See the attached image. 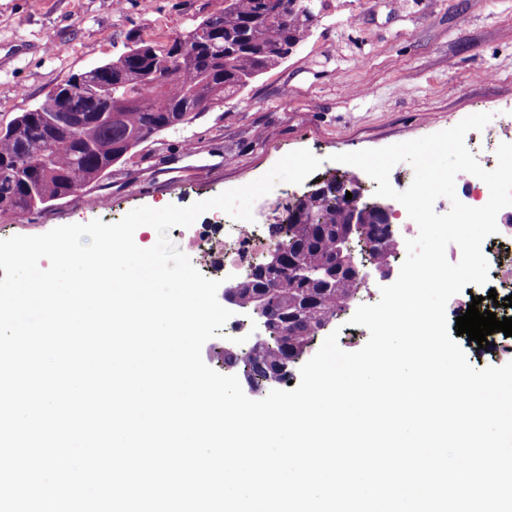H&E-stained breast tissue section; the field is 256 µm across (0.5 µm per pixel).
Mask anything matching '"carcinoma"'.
Masks as SVG:
<instances>
[{"mask_svg": "<svg viewBox=\"0 0 512 512\" xmlns=\"http://www.w3.org/2000/svg\"><path fill=\"white\" fill-rule=\"evenodd\" d=\"M279 0H224V9L203 18L162 56L160 44L135 39L134 46L112 62V75L102 71L92 80L112 94V123L90 120L80 131L49 124L72 80L50 91L38 106L0 130V212L25 213L77 190L97 185L112 168L154 135L190 123L192 94L201 88L215 98L236 94L253 77L277 67L279 49H293L310 35L326 9V0H288L294 8L283 18ZM207 36L197 41L199 29ZM191 45L181 51V44ZM175 73L170 79L167 72ZM353 184L347 174L334 175L322 186L283 206L273 225L275 251L298 275L267 287L270 259L253 266L236 285V305L249 309L263 327L247 351L224 349L220 360L261 389L267 370H277L278 383L293 376L295 364L310 350L318 333L347 311L361 292L357 271L369 264L389 266L397 243L374 236L365 225L351 226L336 198V186ZM347 231L356 268L339 259L338 236Z\"/></svg>", "mask_w": 512, "mask_h": 512, "instance_id": "cac0c4a2", "label": "carcinoma"}]
</instances>
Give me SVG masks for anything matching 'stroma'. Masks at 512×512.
<instances>
[{"label": "stroma", "instance_id": "stroma-1", "mask_svg": "<svg viewBox=\"0 0 512 512\" xmlns=\"http://www.w3.org/2000/svg\"><path fill=\"white\" fill-rule=\"evenodd\" d=\"M224 0H0V129L54 87L122 54L132 37L185 35ZM512 110V0H327L308 39L191 124L150 138L96 186L16 215L0 239L131 210L184 207L246 185L308 149L338 153ZM109 197L100 207L99 196Z\"/></svg>", "mask_w": 512, "mask_h": 512}]
</instances>
